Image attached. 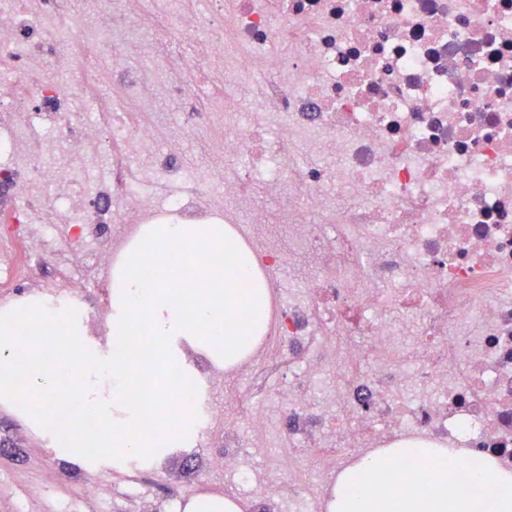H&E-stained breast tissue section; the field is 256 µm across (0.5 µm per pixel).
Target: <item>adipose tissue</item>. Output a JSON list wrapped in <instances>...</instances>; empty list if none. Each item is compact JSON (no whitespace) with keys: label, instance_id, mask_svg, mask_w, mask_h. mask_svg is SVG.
I'll return each mask as SVG.
<instances>
[{"label":"adipose tissue","instance_id":"obj_1","mask_svg":"<svg viewBox=\"0 0 512 512\" xmlns=\"http://www.w3.org/2000/svg\"><path fill=\"white\" fill-rule=\"evenodd\" d=\"M405 470H394L399 460ZM325 512H512V472L487 455L402 440L345 467Z\"/></svg>","mask_w":512,"mask_h":512}]
</instances>
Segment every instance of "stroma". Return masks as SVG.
Masks as SVG:
<instances>
[{
  "instance_id": "obj_1",
  "label": "stroma",
  "mask_w": 512,
  "mask_h": 512,
  "mask_svg": "<svg viewBox=\"0 0 512 512\" xmlns=\"http://www.w3.org/2000/svg\"><path fill=\"white\" fill-rule=\"evenodd\" d=\"M146 11L153 29L140 31L139 39L142 60L152 65L171 57L176 20L152 2ZM223 456L224 442L214 428L158 467L103 472L55 455L23 419L0 409V512H167L175 495L241 496L216 466Z\"/></svg>"
}]
</instances>
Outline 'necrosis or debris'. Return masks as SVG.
I'll use <instances>...</instances> for the list:
<instances>
[{
    "label": "necrosis or debris",
    "instance_id": "1",
    "mask_svg": "<svg viewBox=\"0 0 512 512\" xmlns=\"http://www.w3.org/2000/svg\"><path fill=\"white\" fill-rule=\"evenodd\" d=\"M140 0H0V185L16 189L0 235V284L78 295L162 212L247 225L268 269L300 274L281 300L273 280L271 353L257 339L224 424V473L256 504L317 512L350 457L403 438L476 448L512 468V0H207L178 15L180 57L199 73L242 54L227 74H255L263 106L235 125L231 100L197 107L194 85L133 67L125 49ZM83 43L85 54L73 52ZM104 62L90 71L86 58ZM69 75L68 84L55 73ZM179 102L172 138L225 128L206 172L159 152L155 126L130 125L97 95ZM93 115L58 113L64 96ZM238 170L222 177L226 157ZM275 200L271 220L258 195ZM107 242L57 227L102 224ZM287 383L269 393L273 373ZM288 451L262 472L241 447Z\"/></svg>",
    "mask_w": 512,
    "mask_h": 512
}]
</instances>
